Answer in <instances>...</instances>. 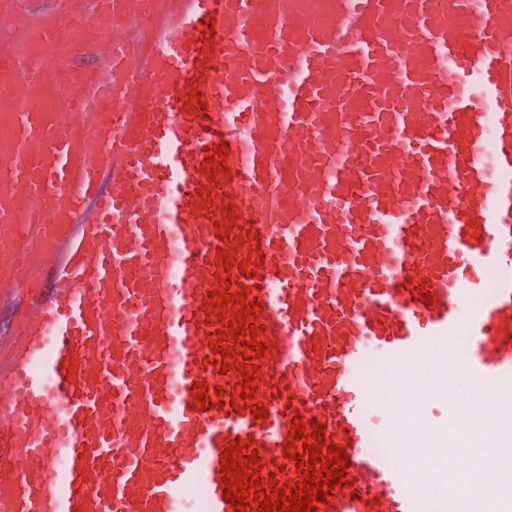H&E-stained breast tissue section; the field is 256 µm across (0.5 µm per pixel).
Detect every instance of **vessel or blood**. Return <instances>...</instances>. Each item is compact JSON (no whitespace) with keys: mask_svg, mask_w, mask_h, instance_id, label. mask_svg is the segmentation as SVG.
Segmentation results:
<instances>
[{"mask_svg":"<svg viewBox=\"0 0 512 512\" xmlns=\"http://www.w3.org/2000/svg\"><path fill=\"white\" fill-rule=\"evenodd\" d=\"M214 291L261 307L247 405ZM0 316V512H230L225 444L296 485V418L348 459L319 512H512L370 393L418 358L417 417L461 374L512 427V0H0ZM420 424L418 420L412 421L413 430L407 442L408 460L421 459L424 464L429 466H444L445 464H441L436 458L428 456L426 453L423 454L422 448L428 445L430 438Z\"/></svg>","mask_w":512,"mask_h":512,"instance_id":"vessel-or-blood-1","label":"vessel or blood"}]
</instances>
